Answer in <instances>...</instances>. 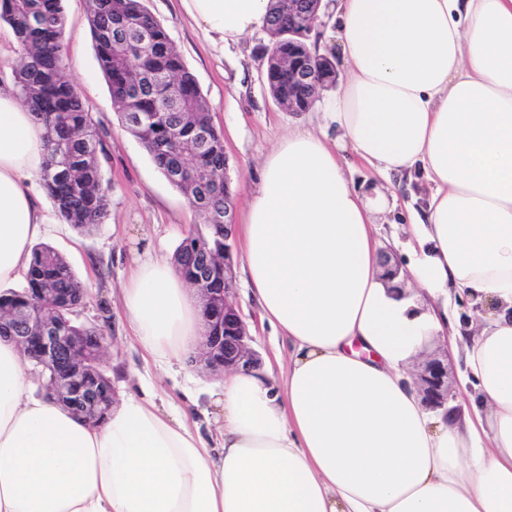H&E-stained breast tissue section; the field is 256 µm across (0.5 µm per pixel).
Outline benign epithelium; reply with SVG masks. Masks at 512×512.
I'll list each match as a JSON object with an SVG mask.
<instances>
[{"mask_svg":"<svg viewBox=\"0 0 512 512\" xmlns=\"http://www.w3.org/2000/svg\"><path fill=\"white\" fill-rule=\"evenodd\" d=\"M321 3L322 0H288V48L277 55V66L288 72V101L284 108L290 112L308 111L320 91L337 80L334 62L305 44L320 18ZM235 209L236 203L230 202L224 207V223L207 225L213 237L195 236L184 245L193 262L182 278L196 290L205 327L204 340L194 360L217 373L261 367V359L250 345L247 324L232 300ZM381 264L391 290L403 291L401 267L385 251ZM0 330L9 333V339L35 367L48 372L46 395L87 421L105 418L108 409L100 400L99 373L104 335L94 337L91 346L87 337L67 331L56 314L30 304L0 306ZM412 379L426 409L443 410L447 416L460 412L448 381L447 350L438 347L424 351Z\"/></svg>","mask_w":512,"mask_h":512,"instance_id":"obj_1","label":"benign epithelium"}]
</instances>
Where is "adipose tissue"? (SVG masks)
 <instances>
[{"mask_svg": "<svg viewBox=\"0 0 512 512\" xmlns=\"http://www.w3.org/2000/svg\"><path fill=\"white\" fill-rule=\"evenodd\" d=\"M215 43L264 27L270 0H180ZM346 78L316 107L335 138L297 128L263 161L241 268L288 370L233 371L204 436L154 394L89 423L29 394L31 362L0 339V512H512V0H334ZM348 150L381 177L423 172L390 294ZM44 129L0 88V286L26 271L50 219L31 179ZM480 303L471 335L456 299ZM144 358L193 354L200 307L169 259L122 290ZM463 352L477 396L460 419L427 412L406 374L432 337Z\"/></svg>", "mask_w": 512, "mask_h": 512, "instance_id": "obj_1", "label": "adipose tissue"}]
</instances>
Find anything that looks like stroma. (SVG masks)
<instances>
[{
	"label": "stroma",
	"instance_id": "1",
	"mask_svg": "<svg viewBox=\"0 0 512 512\" xmlns=\"http://www.w3.org/2000/svg\"><path fill=\"white\" fill-rule=\"evenodd\" d=\"M147 9L165 26L187 68L195 75L207 101L214 125L224 136L230 176L237 205H244L255 188L263 158L279 135L301 127L316 129V111L291 112L270 95L261 79L260 48L267 44L264 30L247 35L239 43L217 48L209 44L195 24L180 10L177 0H144ZM65 17L63 67L76 85L94 119L107 132L101 166L112 185L110 212L105 224L90 233L54 219L44 238L68 261L86 285L89 298L79 313L85 324L101 326L106 334L103 367L112 379L115 394L141 392L142 381L163 391L164 399L184 404L187 396L198 403L197 420L202 432L216 428L214 406L222 375L199 366L168 368L144 362L125 325L119 293L136 260L145 251L174 255L189 233L202 228L203 217L188 210L184 196L156 167L141 143L123 126L95 58L88 25V0H62ZM351 184L366 193L381 192L387 198L374 222L382 249L399 264L407 257L397 239L408 221V207H422L428 194L422 174L390 185L370 168L352 163L346 168ZM235 299L252 336L251 345L263 366L275 365L280 338L262 323L245 282L236 285Z\"/></svg>",
	"mask_w": 512,
	"mask_h": 512
}]
</instances>
